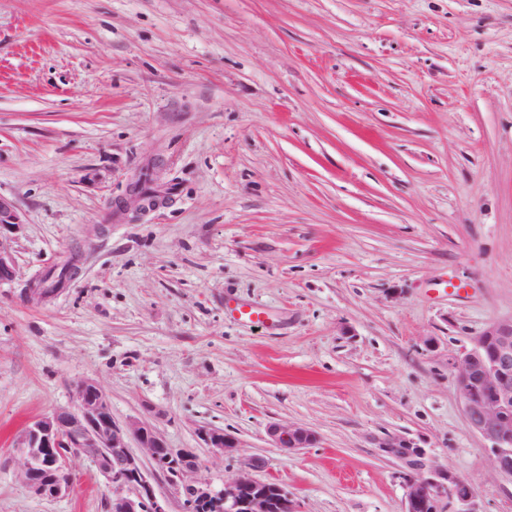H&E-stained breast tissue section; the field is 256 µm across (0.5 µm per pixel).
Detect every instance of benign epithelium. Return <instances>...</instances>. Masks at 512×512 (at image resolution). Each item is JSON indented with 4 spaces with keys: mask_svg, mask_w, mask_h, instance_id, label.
I'll use <instances>...</instances> for the list:
<instances>
[{
    "mask_svg": "<svg viewBox=\"0 0 512 512\" xmlns=\"http://www.w3.org/2000/svg\"><path fill=\"white\" fill-rule=\"evenodd\" d=\"M21 223L14 204L0 197V229ZM17 275L10 247L0 238V284ZM453 378L471 429L488 442L497 474L512 480V319L498 320L475 337L472 346L453 362ZM270 440L278 448L296 450L316 442V435L301 426L273 423ZM205 447L217 454H231L237 440L215 429L201 430ZM137 441L153 470L163 473L185 497L186 512L204 501H221L224 512H298V503L273 480H259L258 458L243 461L238 476L216 488L194 480L196 456L168 446L148 422L136 419L119 423L112 417L109 398L92 379L74 383L72 403L33 419L15 443L19 478L40 497H59L72 487L71 459L77 448H101L106 453L91 463L111 493L109 512H168L158 498L142 459L133 453ZM382 450L416 471L405 482L403 512H481L474 490L451 469L427 467L425 452L403 437H389Z\"/></svg>",
    "mask_w": 512,
    "mask_h": 512,
    "instance_id": "obj_1",
    "label": "benign epithelium"
}]
</instances>
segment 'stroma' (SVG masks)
Listing matches in <instances>:
<instances>
[{
    "label": "stroma",
    "mask_w": 512,
    "mask_h": 512,
    "mask_svg": "<svg viewBox=\"0 0 512 512\" xmlns=\"http://www.w3.org/2000/svg\"><path fill=\"white\" fill-rule=\"evenodd\" d=\"M0 197V512H108L87 460L18 477L85 378L217 486L258 456L300 512H402L400 436L512 512L451 369L512 318V0H0ZM267 432L276 447L288 448V450L308 448L317 440L314 432L301 426L273 423L269 425ZM202 440L206 448L217 454H231L239 447L237 440L223 431L215 429H202Z\"/></svg>",
    "instance_id": "35a3bbf8"
}]
</instances>
